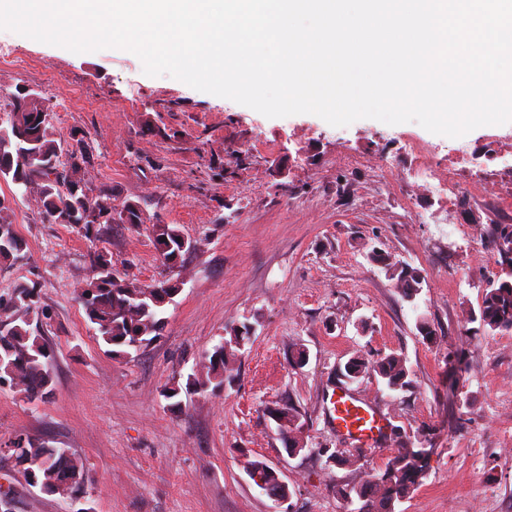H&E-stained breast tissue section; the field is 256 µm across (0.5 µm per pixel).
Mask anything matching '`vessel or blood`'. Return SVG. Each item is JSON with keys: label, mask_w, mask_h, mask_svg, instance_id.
Listing matches in <instances>:
<instances>
[{"label": "vessel or blood", "mask_w": 512, "mask_h": 512, "mask_svg": "<svg viewBox=\"0 0 512 512\" xmlns=\"http://www.w3.org/2000/svg\"><path fill=\"white\" fill-rule=\"evenodd\" d=\"M329 403V418L339 436L356 449H374L384 434L385 415L353 395L344 384L333 389Z\"/></svg>", "instance_id": "vessel-or-blood-1"}]
</instances>
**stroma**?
Segmentation results:
<instances>
[{
    "mask_svg": "<svg viewBox=\"0 0 512 512\" xmlns=\"http://www.w3.org/2000/svg\"><path fill=\"white\" fill-rule=\"evenodd\" d=\"M0 43L32 63L0 64V88L43 91L56 133L85 140L94 155L90 186L140 201L199 245L172 273L181 290L158 338L134 358L116 357L77 296L97 248L137 283L161 279L148 226L113 225L94 245L68 225L42 223L35 192L0 182L27 243L23 258L0 265V292L36 285L54 317L51 398L0 390V492L13 512H270L245 472L255 459L287 482L284 512H350L340 488L384 466L407 436L427 449V465L397 512H471L478 499L485 512H512V331L488 336L473 320L500 271L498 228L512 225V190L490 200L475 188V172L512 177V127L449 138L414 122L268 118L148 76L126 50L75 54L8 30ZM154 126L170 139L153 136ZM409 133L471 159L457 175L466 191L448 197L414 186ZM343 153L369 164H340ZM214 157L224 161L223 178L209 170ZM411 202L437 223L407 220ZM376 250L421 272L414 301L372 261ZM421 318L433 340L419 334ZM245 324L252 333L228 362L223 391L185 393L171 408L164 387L200 370L206 353ZM300 347L308 353L301 368L292 362ZM393 353L406 360L407 387L389 390L374 374L348 383L387 417L378 449L351 450L328 420L326 396L344 382L349 358ZM284 404L302 425L294 456L266 413ZM24 439L74 453L88 475L83 490L64 498L30 486L6 453ZM331 449L342 461L329 459Z\"/></svg>",
    "mask_w": 512,
    "mask_h": 512,
    "instance_id": "35a3bbf8",
    "label": "stroma"
}]
</instances>
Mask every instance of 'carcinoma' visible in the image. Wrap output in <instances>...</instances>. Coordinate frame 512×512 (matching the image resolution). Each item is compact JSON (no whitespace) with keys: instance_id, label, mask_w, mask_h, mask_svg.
Listing matches in <instances>:
<instances>
[{"instance_id":"1","label":"carcinoma","mask_w":512,"mask_h":512,"mask_svg":"<svg viewBox=\"0 0 512 512\" xmlns=\"http://www.w3.org/2000/svg\"><path fill=\"white\" fill-rule=\"evenodd\" d=\"M94 157L83 147V140H66L55 136L52 115L42 104V93L34 91L18 96L14 91L0 90V181L13 184L24 192L37 193L42 222L68 224L79 228L91 242L101 240L108 227L116 222L133 226L147 223L141 203L126 199L120 211L126 218L112 216V190L90 188L84 174ZM12 206L0 196V262L21 257L25 243L10 219ZM153 242L164 267L180 268L197 250V242L185 240L174 224H151ZM507 248L501 258L504 278L485 289L479 310L483 329L494 334L512 331V231L501 230ZM94 277L79 293L80 304L88 323L107 347V352L125 356L131 343L148 346L162 329V314L167 300L178 291V281L171 278L151 284H138L112 267V259L102 250L93 251ZM386 272L397 278L404 298L411 302L423 277L414 271L402 278L399 263L390 261ZM48 308L39 305L35 286L16 285L0 294V385L20 393L29 400L43 399L54 388L53 362L55 350L44 338L50 326ZM235 350L215 346L205 359L202 371L188 375L185 385H172L163 390L168 400L181 391L205 394L224 385L226 365ZM374 372L396 391L409 385L410 370L403 357L390 354L374 365L363 363V372ZM281 439L291 434V426L299 419L291 405L278 410ZM62 449L45 442L26 441L17 444L16 463L26 481L47 495L67 496L79 490L66 478L84 476L83 466L73 454L61 458ZM426 452L413 444H405L382 469L366 475L361 482L340 490L354 512H396V505L408 498L420 484L425 472Z\"/></svg>"}]
</instances>
